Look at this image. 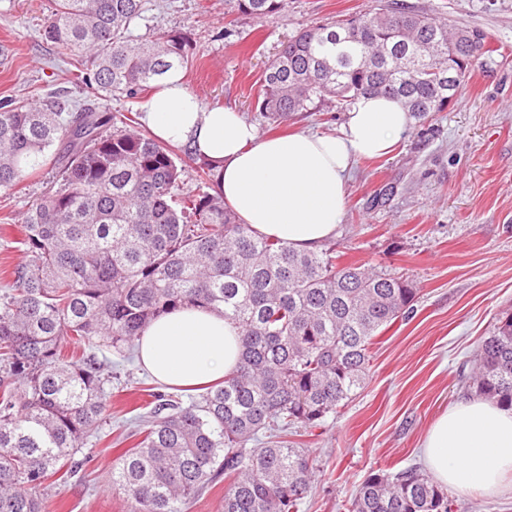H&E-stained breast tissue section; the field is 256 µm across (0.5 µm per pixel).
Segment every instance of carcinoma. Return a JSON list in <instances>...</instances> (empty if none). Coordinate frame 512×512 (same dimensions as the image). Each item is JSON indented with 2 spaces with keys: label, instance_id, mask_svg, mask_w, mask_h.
Returning <instances> with one entry per match:
<instances>
[{
  "label": "carcinoma",
  "instance_id": "cac0c4a2",
  "mask_svg": "<svg viewBox=\"0 0 512 512\" xmlns=\"http://www.w3.org/2000/svg\"><path fill=\"white\" fill-rule=\"evenodd\" d=\"M256 18L285 0H232ZM143 0H55L44 37L80 58L94 97L137 99L189 61L181 31L135 39ZM493 52L477 28L451 27L404 0L301 29L268 61L259 111L270 121L359 97L398 100L426 120L455 99ZM96 104L65 112L0 102V189L31 177L52 153L57 188L24 224L27 260L0 296V512H47L44 491L105 421L110 376L98 353L126 355L159 316L216 311L242 336L241 363L183 406L160 392L137 443L117 459L112 488L131 512H184L223 480L221 512H298L316 464L288 444V425H324L363 383L380 333L412 310L406 280L343 264L330 247L300 251L256 235L219 190L179 193L187 163L200 182L214 167L181 153L126 115L107 129ZM82 347L78 361L63 351ZM473 386L512 407V314L484 339ZM347 512H451L445 488L420 469L374 473Z\"/></svg>",
  "mask_w": 512,
  "mask_h": 512
}]
</instances>
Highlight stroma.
I'll list each match as a JSON object with an SVG mask.
<instances>
[{
    "label": "stroma",
    "mask_w": 512,
    "mask_h": 512,
    "mask_svg": "<svg viewBox=\"0 0 512 512\" xmlns=\"http://www.w3.org/2000/svg\"><path fill=\"white\" fill-rule=\"evenodd\" d=\"M414 9L490 37L494 53L465 78L447 111L412 122L396 150L358 163L347 184L333 240L344 262L407 279L414 311L377 339L365 384L322 428L298 431L317 462L300 512H345L362 480L423 466V440L449 407L475 396L470 375L483 340L512 312V0H406ZM375 0H287L272 18L237 13L227 0H146L132 34L186 32L193 59L183 72L206 106L230 105L264 132L276 124L257 107L264 64L301 28L364 13ZM54 0H0V101L94 100L66 51L45 40ZM55 172L0 190V294L26 260L22 216L53 189ZM384 202H377V195ZM113 375L108 421L88 439V462L50 480L49 512H129L127 492L111 487L117 457L162 385L140 364L108 354Z\"/></svg>",
    "instance_id": "35a3bbf8"
}]
</instances>
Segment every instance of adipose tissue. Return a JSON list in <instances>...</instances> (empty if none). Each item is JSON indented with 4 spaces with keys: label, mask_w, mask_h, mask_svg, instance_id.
Listing matches in <instances>:
<instances>
[{
    "label": "adipose tissue",
    "mask_w": 512,
    "mask_h": 512,
    "mask_svg": "<svg viewBox=\"0 0 512 512\" xmlns=\"http://www.w3.org/2000/svg\"><path fill=\"white\" fill-rule=\"evenodd\" d=\"M412 118L392 99L361 96L338 133L262 134L230 106H204L171 69L141 107L158 139L191 145L210 162L225 203L257 234L299 250L335 237L357 161L391 154ZM239 328L216 312L184 307L153 321L137 341L144 368L169 390L191 392L235 371ZM437 482L486 496L512 477V408L474 396L445 412L422 445Z\"/></svg>",
    "instance_id": "ef3b65f1"
}]
</instances>
